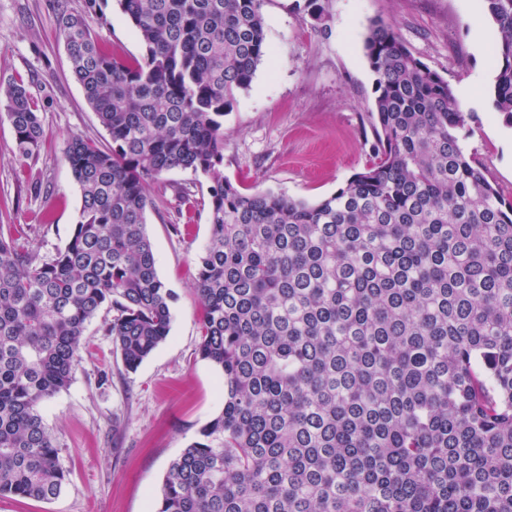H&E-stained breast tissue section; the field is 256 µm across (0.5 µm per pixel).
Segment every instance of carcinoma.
I'll list each match as a JSON object with an SVG mask.
<instances>
[{"mask_svg": "<svg viewBox=\"0 0 512 512\" xmlns=\"http://www.w3.org/2000/svg\"><path fill=\"white\" fill-rule=\"evenodd\" d=\"M118 2L141 61L103 51L64 5L54 17L112 140L68 139L82 198L69 241L46 259L24 228L0 234V497L61 494L41 406L101 311L128 372L167 340L177 295L157 272L148 186L180 168L210 181L197 354L224 403L155 512H512V201L464 152L472 113L374 21L365 167L314 203L243 193L224 179V111L267 54L265 0ZM483 2L493 106L512 122V0ZM0 110L14 154L39 156L23 83Z\"/></svg>", "mask_w": 512, "mask_h": 512, "instance_id": "1", "label": "carcinoma"}]
</instances>
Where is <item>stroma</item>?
I'll use <instances>...</instances> for the list:
<instances>
[{
	"instance_id": "35a3bbf8",
	"label": "stroma",
	"mask_w": 512,
	"mask_h": 512,
	"mask_svg": "<svg viewBox=\"0 0 512 512\" xmlns=\"http://www.w3.org/2000/svg\"><path fill=\"white\" fill-rule=\"evenodd\" d=\"M56 0H0V91L23 82L38 106L45 145L38 158L13 153L0 113V231L23 226L41 256L69 241L81 194L66 161L71 135L102 146L108 132L71 73L53 23ZM85 15L100 45L129 60L144 47L117 0H66ZM313 21L305 0H266L269 54L224 114V176L242 192L272 190L309 203L327 197L371 157L375 76L363 41L372 21L393 24L411 52L446 79L475 119L462 130L468 153L512 200V125L491 89L499 35L482 0H324ZM196 205L183 210L179 188ZM208 180L188 170L151 185L147 231L160 278L178 296L168 339L125 372L104 311L85 331L68 388L46 402L68 482L49 503L0 498V512H153L168 465L224 403L220 377L197 355L201 307L196 258L208 242L202 200Z\"/></svg>"
}]
</instances>
